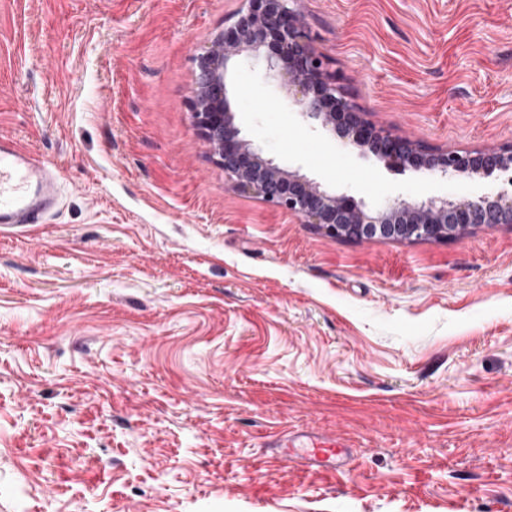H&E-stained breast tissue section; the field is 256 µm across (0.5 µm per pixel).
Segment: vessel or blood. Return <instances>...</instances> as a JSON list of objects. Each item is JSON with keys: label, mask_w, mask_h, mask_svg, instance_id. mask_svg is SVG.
<instances>
[{"label": "vessel or blood", "mask_w": 512, "mask_h": 512, "mask_svg": "<svg viewBox=\"0 0 512 512\" xmlns=\"http://www.w3.org/2000/svg\"><path fill=\"white\" fill-rule=\"evenodd\" d=\"M60 191V174L54 164L14 140L0 139V229L42 223L57 207ZM342 448L339 439L314 437L299 447L286 445L283 457L329 470Z\"/></svg>", "instance_id": "b4317fda"}]
</instances>
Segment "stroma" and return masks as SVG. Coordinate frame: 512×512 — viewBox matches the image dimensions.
Wrapping results in <instances>:
<instances>
[{
	"instance_id": "obj_1",
	"label": "stroma",
	"mask_w": 512,
	"mask_h": 512,
	"mask_svg": "<svg viewBox=\"0 0 512 512\" xmlns=\"http://www.w3.org/2000/svg\"><path fill=\"white\" fill-rule=\"evenodd\" d=\"M245 0H0V135L57 162L0 232V512H512V225L336 239L237 192L196 58ZM349 102L440 148L512 143V0H294ZM243 136L373 207L512 186L398 173L235 65ZM330 434L337 469L275 434ZM272 448H285L282 452L286 461H311L319 469L330 470L334 467L336 456L345 448V444L336 437H314L300 447L284 444L281 441L272 443Z\"/></svg>"
}]
</instances>
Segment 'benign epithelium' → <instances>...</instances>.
Wrapping results in <instances>:
<instances>
[{"mask_svg": "<svg viewBox=\"0 0 512 512\" xmlns=\"http://www.w3.org/2000/svg\"><path fill=\"white\" fill-rule=\"evenodd\" d=\"M246 9L216 36L197 59L192 118L233 187L297 215L336 239L448 242L474 228L512 224V193L453 202L397 198L368 208L353 197L330 192L287 171L244 139L230 112L228 67L242 59L262 60L269 77L288 89L300 114L345 145L364 148L397 171L446 181L512 174V145L458 151L429 146L378 128L363 118L336 86L310 30L292 0H245Z\"/></svg>", "mask_w": 512, "mask_h": 512, "instance_id": "obj_1", "label": "benign epithelium"}]
</instances>
